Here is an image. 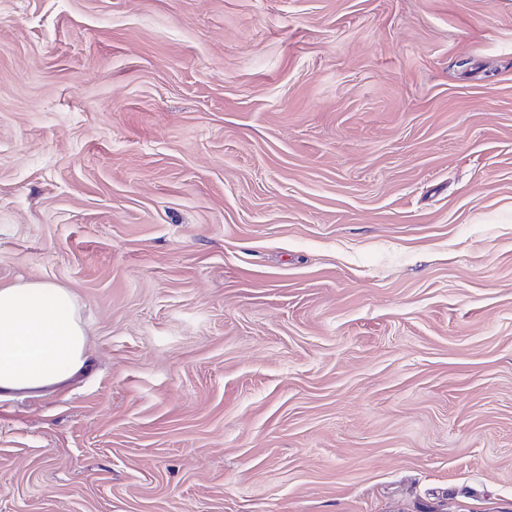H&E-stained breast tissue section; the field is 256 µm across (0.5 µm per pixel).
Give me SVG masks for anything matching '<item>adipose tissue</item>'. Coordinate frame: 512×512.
Wrapping results in <instances>:
<instances>
[{
	"label": "adipose tissue",
	"mask_w": 512,
	"mask_h": 512,
	"mask_svg": "<svg viewBox=\"0 0 512 512\" xmlns=\"http://www.w3.org/2000/svg\"><path fill=\"white\" fill-rule=\"evenodd\" d=\"M86 345L65 289L42 281L0 285V393L66 381L82 370Z\"/></svg>",
	"instance_id": "ef3b65f1"
}]
</instances>
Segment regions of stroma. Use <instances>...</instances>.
<instances>
[{"instance_id":"stroma-1","label":"stroma","mask_w":512,"mask_h":512,"mask_svg":"<svg viewBox=\"0 0 512 512\" xmlns=\"http://www.w3.org/2000/svg\"><path fill=\"white\" fill-rule=\"evenodd\" d=\"M0 512H512V0H0ZM87 336L64 288L0 285V393L39 391L71 378L84 367Z\"/></svg>"}]
</instances>
